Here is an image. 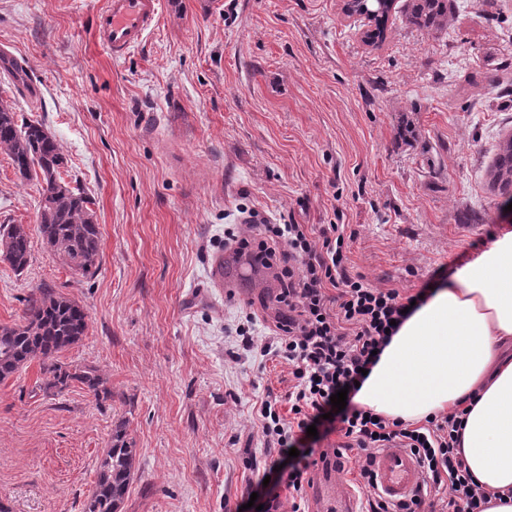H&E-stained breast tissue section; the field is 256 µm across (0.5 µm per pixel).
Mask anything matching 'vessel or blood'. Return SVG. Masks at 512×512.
<instances>
[{"instance_id":"obj_1","label":"vessel or blood","mask_w":512,"mask_h":512,"mask_svg":"<svg viewBox=\"0 0 512 512\" xmlns=\"http://www.w3.org/2000/svg\"><path fill=\"white\" fill-rule=\"evenodd\" d=\"M160 0H106L95 16V29L110 55L120 58L139 45L154 27ZM378 490L392 502L406 500L424 481L416 459L404 450L384 448L374 455ZM317 512H353L354 500L343 485L323 480L315 490Z\"/></svg>"}]
</instances>
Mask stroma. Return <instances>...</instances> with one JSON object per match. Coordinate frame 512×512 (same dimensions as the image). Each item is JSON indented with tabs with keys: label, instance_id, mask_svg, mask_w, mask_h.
Masks as SVG:
<instances>
[{
	"label": "stroma",
	"instance_id": "obj_1",
	"mask_svg": "<svg viewBox=\"0 0 512 512\" xmlns=\"http://www.w3.org/2000/svg\"><path fill=\"white\" fill-rule=\"evenodd\" d=\"M345 3L163 0L115 60L93 29L104 0H0V55L28 74L18 90L0 73V96L55 136L101 233L97 275H75L36 230L37 186L0 152V224L31 231L23 272L0 259V325L54 286L89 318L60 362L112 392L44 390L35 362L0 382V512H81L119 424L138 448L121 512H257L243 458L264 448L261 399L291 376L259 350L276 288L212 278L247 211L349 225L353 271L407 295L512 231L488 174L512 134V0H457L432 32L395 0L378 44ZM248 320L246 351L234 336Z\"/></svg>",
	"mask_w": 512,
	"mask_h": 512
}]
</instances>
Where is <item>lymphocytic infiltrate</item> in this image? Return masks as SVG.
Masks as SVG:
<instances>
[{
    "mask_svg": "<svg viewBox=\"0 0 512 512\" xmlns=\"http://www.w3.org/2000/svg\"><path fill=\"white\" fill-rule=\"evenodd\" d=\"M353 239L342 224H254L246 232H227L224 240L236 254L275 269L280 284L276 336L261 350L288 364L292 385L286 396L262 399L266 458L246 460L252 472L277 474L288 491L284 500L270 495L265 512H278L285 503L291 512H306L312 469H341L352 458L359 464L368 512H422L421 494L392 506L377 492L372 461L382 448H399L418 459L426 481L442 493L440 512H485L492 494L473 479L458 450L466 408L428 416L420 426L352 403L332 410L331 395L363 381L364 371L378 361L377 351L391 340L390 324L404 323L412 302L398 289L374 286L351 271L347 253ZM322 418L342 440L318 450L307 444V428ZM293 447L298 456H289Z\"/></svg>",
    "mask_w": 512,
    "mask_h": 512,
    "instance_id": "f902f5d3",
    "label": "lymphocytic infiltrate"
}]
</instances>
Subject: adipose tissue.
<instances>
[{"label": "adipose tissue", "mask_w": 512, "mask_h": 512, "mask_svg": "<svg viewBox=\"0 0 512 512\" xmlns=\"http://www.w3.org/2000/svg\"><path fill=\"white\" fill-rule=\"evenodd\" d=\"M355 401L406 421L467 404L462 457L497 495L487 512H512V232L434 286Z\"/></svg>", "instance_id": "ef3b65f1"}]
</instances>
